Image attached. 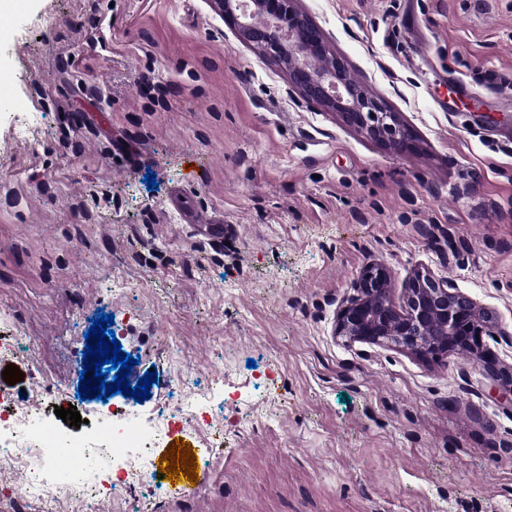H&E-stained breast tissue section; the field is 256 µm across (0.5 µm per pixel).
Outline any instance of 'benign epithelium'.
Returning <instances> with one entry per match:
<instances>
[{"instance_id": "1", "label": "benign epithelium", "mask_w": 512, "mask_h": 512, "mask_svg": "<svg viewBox=\"0 0 512 512\" xmlns=\"http://www.w3.org/2000/svg\"><path fill=\"white\" fill-rule=\"evenodd\" d=\"M209 2L240 42L282 65L306 102L336 114L392 151L415 148L413 130L399 113L352 77L298 0ZM497 327L491 311L427 271H415L401 301H396L388 269L372 263L360 272L357 295L339 305L334 335L350 345L395 348L426 360L468 351L502 378L498 391L512 398V370L497 369L481 344V337Z\"/></svg>"}]
</instances>
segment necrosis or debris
<instances>
[{"instance_id": "4bbe7bcc", "label": "necrosis or debris", "mask_w": 512, "mask_h": 512, "mask_svg": "<svg viewBox=\"0 0 512 512\" xmlns=\"http://www.w3.org/2000/svg\"><path fill=\"white\" fill-rule=\"evenodd\" d=\"M125 405L111 403L91 412L86 431L75 437L47 428L45 417L20 413L10 393L0 391V468L16 480L7 492L14 512L61 489L82 512H101L122 486L152 479L151 438L169 436L174 425L198 431L209 427L206 408L185 403L177 414H164L148 428L128 421Z\"/></svg>"}]
</instances>
